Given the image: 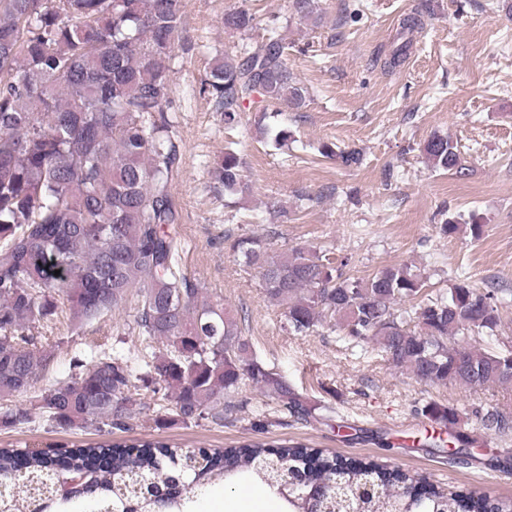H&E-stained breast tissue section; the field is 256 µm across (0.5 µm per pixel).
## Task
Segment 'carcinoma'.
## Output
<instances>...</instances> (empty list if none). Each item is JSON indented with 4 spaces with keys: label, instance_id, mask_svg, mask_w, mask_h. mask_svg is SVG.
I'll return each mask as SVG.
<instances>
[{
    "label": "carcinoma",
    "instance_id": "carcinoma-1",
    "mask_svg": "<svg viewBox=\"0 0 512 512\" xmlns=\"http://www.w3.org/2000/svg\"><path fill=\"white\" fill-rule=\"evenodd\" d=\"M253 16L224 13V27L246 32ZM418 19L402 20L389 65L410 46ZM184 0H0V423L28 420L10 404L49 371L54 329L61 319L84 326L124 308L136 310L141 349L132 358L96 344L77 360L70 380L41 393L42 408L58 425L121 428L148 410L165 390L170 416L183 423L236 419L252 387L275 398L296 420L317 407L278 372L257 361L235 312L201 300V288L183 270L186 243L175 230L181 208L172 193L178 150L165 104L173 93L171 54L184 37ZM202 93L238 123L244 102L259 93L295 109L307 88L297 80L275 36L240 55L214 59ZM423 153L435 169L460 177L466 167L457 146L434 136ZM327 154L344 167L361 164L356 149ZM224 191L250 192L242 162L224 151L218 170ZM257 269L265 297L286 309L290 330L308 334L336 320L344 338L373 344L397 369L432 385L470 389L512 384V346H492L500 323L494 293L462 280L446 292L423 294L426 278L412 265L352 277L325 254L292 247L278 255L259 238L238 240ZM60 271L54 275V271ZM414 302L410 314L395 306ZM41 325L43 339L32 327ZM151 395H143L141 389ZM419 415L459 423L456 409L429 403ZM494 434L512 431V412L490 407L476 415ZM463 434L432 438L428 446H467ZM0 450V512H55L71 501L89 512H191L196 499L222 482L254 479L273 489L292 512H340L346 500L362 512H470L461 493L410 491L417 478L374 465L344 463L280 446L285 472L258 466L262 443L224 450L189 451L162 441L133 452L114 446L79 448L70 469L48 474L45 458ZM142 479L145 494L130 491ZM329 482L319 498L306 484ZM371 494L358 498L367 483Z\"/></svg>",
    "mask_w": 512,
    "mask_h": 512
}]
</instances>
